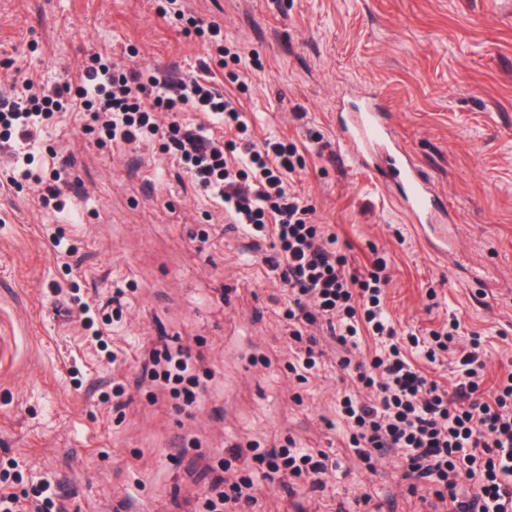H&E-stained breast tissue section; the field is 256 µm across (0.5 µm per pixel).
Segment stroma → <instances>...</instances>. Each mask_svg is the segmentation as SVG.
Listing matches in <instances>:
<instances>
[{"label": "stroma", "instance_id": "35a3bbf8", "mask_svg": "<svg viewBox=\"0 0 512 512\" xmlns=\"http://www.w3.org/2000/svg\"><path fill=\"white\" fill-rule=\"evenodd\" d=\"M160 0H0V91L54 84L91 50L177 77L208 80L243 112L256 139L293 142L306 158L296 190L336 232L351 267L385 256L386 308L425 336L449 316L483 336L491 377L512 371V0H186L223 25L261 69L241 83ZM375 93L444 196L454 249L417 234L396 187L356 166L339 137L338 105ZM69 154L66 193L82 220L39 203V185L0 177V330L16 340L0 367V473L38 485L66 512H190L211 471L233 478L252 445L294 439L338 468L324 491L287 496L260 481L253 512H423L395 459L359 466L336 411V368L308 383L289 373L282 290L220 207L179 177L158 143L101 142L82 113L41 133ZM72 251L63 260L52 234ZM104 300L126 289L114 321L116 362L95 354L71 284ZM202 351L199 406L180 411L142 377L159 338ZM126 406L101 403L114 383ZM239 445L232 458L227 447ZM368 504H360L362 495Z\"/></svg>", "mask_w": 512, "mask_h": 512}]
</instances>
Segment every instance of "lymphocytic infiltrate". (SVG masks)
<instances>
[{
  "label": "lymphocytic infiltrate",
  "instance_id": "obj_1",
  "mask_svg": "<svg viewBox=\"0 0 512 512\" xmlns=\"http://www.w3.org/2000/svg\"><path fill=\"white\" fill-rule=\"evenodd\" d=\"M167 13L208 32L221 62L240 63L236 43L220 23L186 15L184 0H166ZM88 112L105 138L127 145L147 139L175 157L190 181L221 205L229 223L241 225L253 250L285 292L283 317L295 360L312 373L332 357L341 388L340 415L356 455L366 463L393 455L402 461L409 492L426 481L428 512H512V372L485 387L487 350L480 337L458 345V319L428 336L401 338L384 306L391 275L384 258L351 268L336 233L315 223V210L294 188L305 160L295 145L256 142L234 103L197 78L170 80L113 61L94 51L79 72L62 70L46 87L24 80L0 94V126L14 143L0 153L7 182L42 187L43 204L65 210L61 169L43 175L33 149L54 114ZM161 112H197L202 122L160 126ZM223 134H215V126ZM379 344L364 355L362 342ZM420 349L427 362L456 350L464 379L441 385L408 356ZM187 347L153 349L143 368L183 406L201 402L206 387L191 368ZM264 478L286 470L326 486L333 465L324 452L270 448L257 454Z\"/></svg>",
  "mask_w": 512,
  "mask_h": 512
}]
</instances>
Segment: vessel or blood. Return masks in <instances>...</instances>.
Masks as SVG:
<instances>
[{
  "label": "vessel or blood",
  "mask_w": 512,
  "mask_h": 512,
  "mask_svg": "<svg viewBox=\"0 0 512 512\" xmlns=\"http://www.w3.org/2000/svg\"><path fill=\"white\" fill-rule=\"evenodd\" d=\"M340 137L355 164L365 169L382 166L384 178L401 187L405 209L421 235L442 222L446 205L433 179L405 149L376 97L365 94L343 112Z\"/></svg>",
  "instance_id": "1"
}]
</instances>
